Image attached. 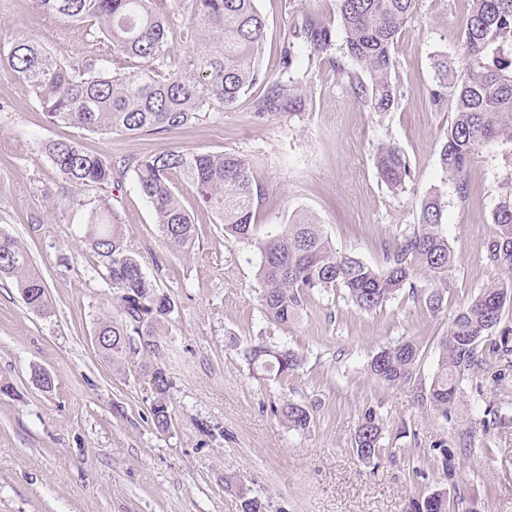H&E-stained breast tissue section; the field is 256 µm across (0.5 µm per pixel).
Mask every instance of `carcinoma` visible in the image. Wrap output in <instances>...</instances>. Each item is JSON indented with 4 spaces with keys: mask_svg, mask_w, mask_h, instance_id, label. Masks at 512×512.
<instances>
[{
    "mask_svg": "<svg viewBox=\"0 0 512 512\" xmlns=\"http://www.w3.org/2000/svg\"><path fill=\"white\" fill-rule=\"evenodd\" d=\"M346 55L367 77L357 82L360 102L371 112H388L395 104L392 72L394 47L416 0H337ZM34 13L94 29L95 49L75 68L48 53L35 41L20 37L0 50L8 65L34 93L45 120L91 132L112 135L169 132L201 120L214 106L233 107L252 85L266 79L260 59L265 24L256 0H172L175 13L188 12L199 37L191 52L165 72L171 17L154 7L155 0H31ZM472 12L460 35L462 70L441 57L434 63L436 88L429 103L444 106L455 117L439 151L443 174L467 197L468 165L491 142L512 144V0H472ZM336 32L306 25L304 45L288 48V63L329 55ZM139 61L123 75L112 72V56ZM293 78L272 82L258 112L304 106ZM53 166L72 186L107 184L134 174L140 193L151 205L161 239L176 254L188 257L196 246V228L170 176L179 174L192 184L200 200L224 225V234L237 242L254 244L260 254L258 281L266 318L286 325L298 315L301 298L312 291L339 286L360 309L374 310L404 288L423 280L431 288L429 311L442 308L448 275L455 257L442 230L448 201L433 188L420 205L419 222L391 249L384 267L336 251L322 224L313 215L297 211L286 224H274L264 237H253L255 215L262 198L253 185V163L224 152H190L172 147L141 159L90 154L72 141L51 140L42 145ZM374 163L390 189L403 187L412 177L409 161L394 144L380 146ZM497 232L485 243V259L504 280L490 285L455 316L442 342L440 369L421 400L448 417L465 373L478 365V346L512 353L508 333L496 342L491 333L512 303V194L499 201L492 214ZM86 241L98 256L104 276L112 284V313L99 319L95 335L102 357L116 366L135 356H164L166 335L175 300L144 272L124 243L121 224L109 201L92 211ZM11 281L31 311L49 312L47 289L27 249L0 232V280ZM417 342L401 339L372 355L367 370L377 380L398 387L412 380L419 362ZM248 364L279 375L301 368L297 352L266 343L251 346ZM152 393L155 428L165 432L173 424L172 383L158 365L144 366ZM294 430L310 427L313 410L288 400L273 407ZM383 423L365 416L355 435L356 451L371 460L382 451ZM406 512H450L447 492L438 488L409 501Z\"/></svg>",
    "mask_w": 512,
    "mask_h": 512,
    "instance_id": "cac0c4a2",
    "label": "carcinoma"
}]
</instances>
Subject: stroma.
Returning <instances> with one entry per match:
<instances>
[{
	"label": "stroma",
	"instance_id": "stroma-1",
	"mask_svg": "<svg viewBox=\"0 0 512 512\" xmlns=\"http://www.w3.org/2000/svg\"><path fill=\"white\" fill-rule=\"evenodd\" d=\"M256 6L266 24V80L233 108L171 133L108 136L50 125L0 62V231L28 249L52 306L51 315L36 314L0 281V384L14 388L0 395V512H241L246 496L260 498L265 512H405L410 499L442 487L455 512H512V365L481 343L480 363L465 374L448 416L418 399L459 309L499 279L484 245L496 233L494 207L512 192L511 144L483 149L468 169L464 200L439 165L454 114L429 104L433 58H459L472 0H418L394 49L396 103L381 114L360 103L343 49L288 69V45L308 21L338 28L336 0ZM21 34L71 62L91 43L84 28L34 14L29 0H0V47ZM290 77L309 88L304 111L258 114L270 82ZM50 139L115 158L173 146L238 154L253 161L263 192L257 236L305 210L337 252L373 266L417 224L430 188L442 187L443 232L456 256L442 309L426 308L422 281L372 311L336 287L304 295L288 325L271 324L260 301L257 249L225 237L191 184L177 183L198 236L186 259L163 244L134 175L70 186L42 149ZM389 142L412 169L399 190L374 165L378 146ZM102 198L119 212L127 248L177 302L161 361L175 415L164 433L152 422L142 359L118 370L94 343L98 319L112 309V286L85 239ZM404 338L418 342L419 364L410 384L391 388L367 363ZM260 339L298 352L301 368L285 376L252 371L244 351ZM37 370L50 374L51 388L32 384ZM285 400L313 406L307 430L273 414ZM371 411L384 424L385 451L365 461L355 432Z\"/></svg>",
	"mask_w": 512,
	"mask_h": 512
}]
</instances>
